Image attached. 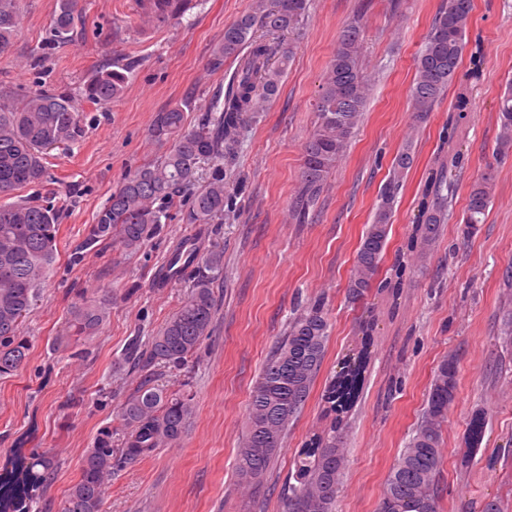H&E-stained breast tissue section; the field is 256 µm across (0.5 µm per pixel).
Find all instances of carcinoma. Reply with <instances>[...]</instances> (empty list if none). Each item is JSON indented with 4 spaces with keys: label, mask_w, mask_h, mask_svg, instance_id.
Listing matches in <instances>:
<instances>
[{
    "label": "carcinoma",
    "mask_w": 512,
    "mask_h": 512,
    "mask_svg": "<svg viewBox=\"0 0 512 512\" xmlns=\"http://www.w3.org/2000/svg\"><path fill=\"white\" fill-rule=\"evenodd\" d=\"M308 2L252 0L251 10L224 28V41L213 48L209 68L222 72L227 60L236 61L226 91L212 94L205 115L192 129L184 127L180 105L156 113L151 137L170 143L169 149L159 160L125 176L99 211L82 247L117 242L124 251L134 253L155 234L175 205L185 224L204 228L224 222L230 199L224 167L238 154L243 129L277 93L296 50L293 43L284 41V33L296 28ZM181 3L154 0V13L162 19L175 16ZM78 6L79 0H60L53 24L55 40L69 37ZM472 10V0H445L432 19L411 87L418 125L426 122L432 106L457 77ZM18 19V0H0V53L10 44ZM363 43L364 26L356 18L339 35L323 77L317 120L303 148L301 186L294 203L300 215L314 204L362 120L369 86L359 64ZM136 65L137 60L120 57L112 60V68L96 70L84 84L81 100L96 106L111 103ZM467 118L468 104L461 98L448 113L443 140L450 145L456 142ZM498 126L497 152L505 157L512 154V86L499 102ZM81 134L80 109L69 92H37L17 101L1 99L0 196L43 182L47 151L75 143ZM415 161L410 142L393 158L348 281L354 300L378 281L398 195ZM464 166V155L456 150L448 155V165L428 173L417 221L420 238L411 239L406 247L407 252L418 253L420 261L448 221L456 172ZM493 187L491 169L472 183L463 217L466 234L484 223ZM59 230L57 212L49 205L24 200L0 203V377L18 372L28 360L30 344L21 330L54 263ZM190 267L194 279L180 308L156 335L143 345L134 343L129 351V363L143 378L119 406V444L112 441V428L100 431L79 460V478L60 512H103L105 484L114 471L176 443L190 424L194 413L191 392L160 385L153 373L157 366L187 368L202 340L211 334L218 307L214 283L223 271L221 254L212 251L204 258L197 238H186L172 250L158 279L175 280ZM111 304L112 298L107 297L74 307L77 333L98 331ZM329 329L323 304L314 302L294 315L277 342L252 391L246 430L236 450L240 486L255 488L269 477L289 427L305 408L319 375ZM456 376L457 360L450 355L435 374L420 423L388 473L378 512H440L443 426L455 399ZM361 383V375L353 371L330 384L325 394L329 410L334 413L350 406ZM54 466L53 457L45 451L25 466V483L0 481V506L7 509L29 488L47 483ZM346 466L343 431L333 425L298 453L283 512H295L302 501L310 504V512H334Z\"/></svg>",
    "instance_id": "cac0c4a2"
}]
</instances>
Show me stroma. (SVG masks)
Instances as JSON below:
<instances>
[{"instance_id": "1", "label": "stroma", "mask_w": 512, "mask_h": 512, "mask_svg": "<svg viewBox=\"0 0 512 512\" xmlns=\"http://www.w3.org/2000/svg\"><path fill=\"white\" fill-rule=\"evenodd\" d=\"M442 4L311 0L296 55L265 112L245 129L227 173L233 204L205 240V250L224 255L212 333L192 371L167 370L160 378L175 389L190 385L195 415L176 445L113 474L105 512H283L295 456L325 435L333 420L325 388L362 356L364 385L343 421L348 466L335 512H377L434 374L451 354L458 359L457 390L443 433L441 512H478L489 498L512 512V346L501 339L502 313L512 309V156L496 154L498 101L512 82V0H473L458 77L417 129L409 89ZM250 5L184 0L182 19L159 20L149 0H80L70 37L57 42L51 29L59 0H19L10 48L0 54V98L57 90L77 95L114 57L139 61L111 104L85 106L80 142L48 153L46 182L13 194L53 206L60 224L56 262L22 328L29 359L0 378V477L12 478L18 458L37 449L56 461L31 512H58L79 477L84 451L101 429L119 427L118 406L140 380L124 362L132 343L155 335L189 290L184 280L158 285L157 274L176 241L194 236L197 227L172 216L131 256L115 243L92 250L80 244L124 175L166 152V144L149 135L155 114L181 102L187 126L197 125L222 80L208 66L211 52ZM360 10L363 67L372 78L366 112L300 221L292 203L319 87L342 28ZM461 92L469 99L470 120L456 147L467 163L456 177L439 241L414 262L398 294L374 287L351 301L349 276L393 156L413 139L416 163L398 196L383 281L416 229L429 168L448 154L440 133ZM488 170L495 175L492 203L484 223L464 235L460 219L470 186ZM106 294L112 306L99 333L60 341L72 307ZM315 301L330 323L319 376L268 480L241 491L235 454L252 391L289 318ZM478 415L484 436L474 447L468 432ZM465 457L470 463L464 470Z\"/></svg>"}]
</instances>
